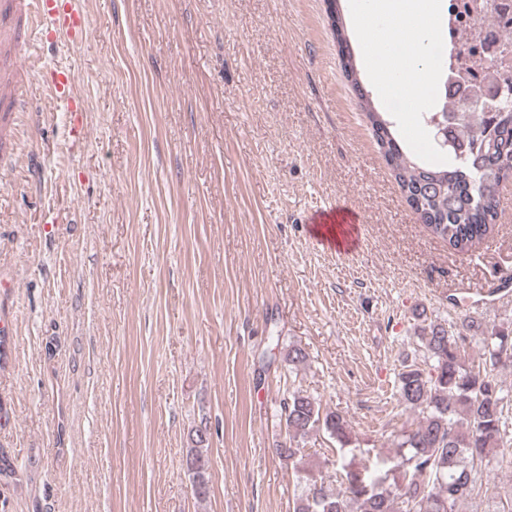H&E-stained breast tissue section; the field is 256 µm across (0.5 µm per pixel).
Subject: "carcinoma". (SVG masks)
<instances>
[{
    "label": "carcinoma",
    "mask_w": 512,
    "mask_h": 512,
    "mask_svg": "<svg viewBox=\"0 0 512 512\" xmlns=\"http://www.w3.org/2000/svg\"><path fill=\"white\" fill-rule=\"evenodd\" d=\"M342 70L355 82L358 66L348 41L337 33ZM360 106L377 144L391 167L396 183L426 229L457 252H467L488 238L502 212V186L512 177V104L500 112H472L463 116L453 137L468 144L467 153L432 164L404 148L394 122L372 107L369 94L359 93ZM418 339L428 355L422 368L403 366L398 374L399 401L418 415L415 427L397 443L396 460L376 459L371 467L344 461L343 489L333 493L310 470L296 468L301 487L293 512H456V506L476 489L482 466L497 458L509 442L504 415L506 396L493 374L466 365L461 351L465 336H453L436 321L424 322ZM491 366L512 350V328H500L480 337ZM288 441L277 445L283 460L302 459V449L291 441L315 429L325 430L341 445L350 441V427L339 411H324L316 400L299 393L285 403ZM188 455L192 478L208 481L207 471H196L198 461L209 462L202 446Z\"/></svg>",
    "instance_id": "obj_1"
}]
</instances>
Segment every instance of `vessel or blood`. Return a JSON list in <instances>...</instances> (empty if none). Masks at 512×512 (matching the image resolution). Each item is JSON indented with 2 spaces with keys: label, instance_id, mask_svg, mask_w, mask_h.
I'll return each mask as SVG.
<instances>
[{
  "label": "vessel or blood",
  "instance_id": "1",
  "mask_svg": "<svg viewBox=\"0 0 512 512\" xmlns=\"http://www.w3.org/2000/svg\"><path fill=\"white\" fill-rule=\"evenodd\" d=\"M88 28L85 0H0V41L19 52L24 50L30 30H42L72 48L83 40ZM42 76L70 116L73 140L82 142L85 137L82 103L71 70H46ZM26 109L27 98L21 82L10 78L0 80V113L9 116ZM311 221L315 224L337 222L344 226L343 242H336L335 238L325 233L319 237L322 245L331 249L339 246L346 252L357 248L362 224L359 215L349 212L347 208L332 206L315 211Z\"/></svg>",
  "mask_w": 512,
  "mask_h": 512
}]
</instances>
